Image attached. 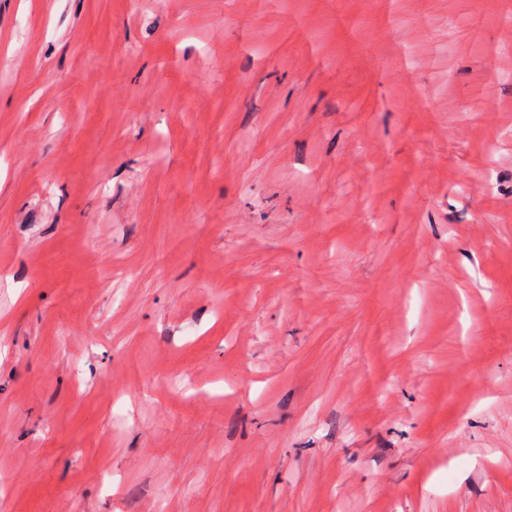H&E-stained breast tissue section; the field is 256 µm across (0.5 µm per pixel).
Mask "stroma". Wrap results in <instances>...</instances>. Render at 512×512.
I'll return each instance as SVG.
<instances>
[{
  "label": "stroma",
  "mask_w": 512,
  "mask_h": 512,
  "mask_svg": "<svg viewBox=\"0 0 512 512\" xmlns=\"http://www.w3.org/2000/svg\"><path fill=\"white\" fill-rule=\"evenodd\" d=\"M1 268L0 512H512V0H0Z\"/></svg>",
  "instance_id": "35a3bbf8"
}]
</instances>
